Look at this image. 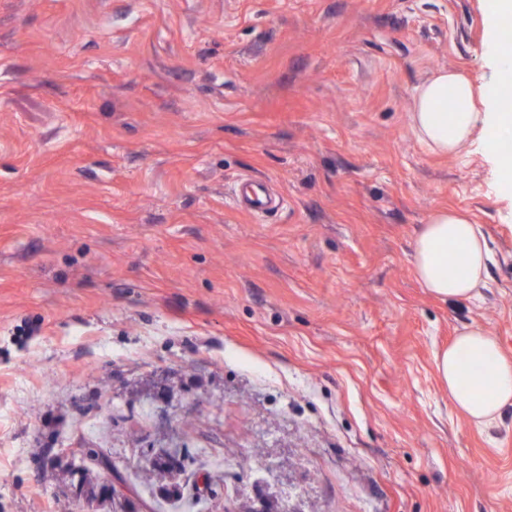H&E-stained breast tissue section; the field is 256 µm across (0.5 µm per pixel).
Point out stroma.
<instances>
[{
	"instance_id": "stroma-1",
	"label": "stroma",
	"mask_w": 512,
	"mask_h": 512,
	"mask_svg": "<svg viewBox=\"0 0 512 512\" xmlns=\"http://www.w3.org/2000/svg\"><path fill=\"white\" fill-rule=\"evenodd\" d=\"M493 4L0 0V512H115L61 446L134 512H512V407L435 368L466 325L512 359V176L408 118L439 69L496 86ZM437 208L487 237L475 300L414 275Z\"/></svg>"
}]
</instances>
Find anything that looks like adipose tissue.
Here are the masks:
<instances>
[{
	"label": "adipose tissue",
	"instance_id": "obj_1",
	"mask_svg": "<svg viewBox=\"0 0 512 512\" xmlns=\"http://www.w3.org/2000/svg\"><path fill=\"white\" fill-rule=\"evenodd\" d=\"M504 75L486 108L476 105V90L460 74L441 69L422 82L413 97L410 127L432 153L454 156L487 131L512 133V53L498 54ZM457 269H449V255ZM490 251L479 225L454 209L434 211L417 232L412 263L422 287L444 303L476 297L488 278ZM436 370L452 405L472 424L495 421L512 406V360L499 341L479 326L462 328L447 349L436 356Z\"/></svg>",
	"mask_w": 512,
	"mask_h": 512
}]
</instances>
